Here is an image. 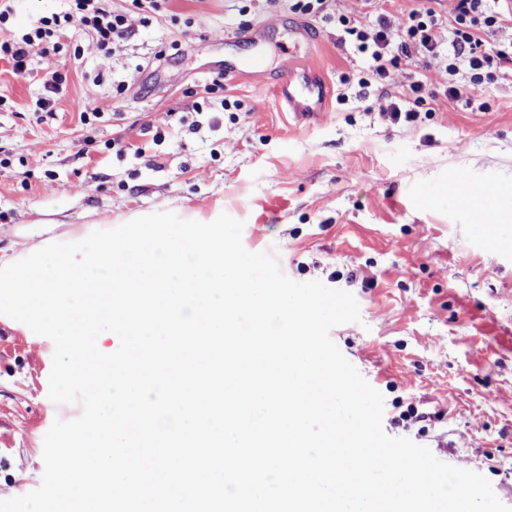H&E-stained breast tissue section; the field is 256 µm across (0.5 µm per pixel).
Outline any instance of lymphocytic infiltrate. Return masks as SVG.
Returning <instances> with one entry per match:
<instances>
[{
  "instance_id": "f902f5d3",
  "label": "lymphocytic infiltrate",
  "mask_w": 512,
  "mask_h": 512,
  "mask_svg": "<svg viewBox=\"0 0 512 512\" xmlns=\"http://www.w3.org/2000/svg\"><path fill=\"white\" fill-rule=\"evenodd\" d=\"M69 2L68 12L41 17L36 26L0 39V61H6L13 74L26 75L31 61L39 60L45 91L35 103L39 112L49 110L66 91L71 58L63 54L62 41L70 35L72 15H79L100 48L117 51L133 30L131 14L159 12L166 0H130L126 11L109 8L107 0ZM441 2L433 0L432 6L404 12L395 29L384 13L368 23L342 14L336 18L367 61L360 87L373 91L393 122L414 121L436 98L422 79L411 82L409 92L395 90L390 71L400 62L443 57L448 71L444 94L466 109L475 94L491 89L499 74L512 73V0H451L444 14L437 9Z\"/></svg>"
}]
</instances>
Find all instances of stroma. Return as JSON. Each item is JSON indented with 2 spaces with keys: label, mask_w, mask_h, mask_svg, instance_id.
Masks as SVG:
<instances>
[{
  "label": "stroma",
  "mask_w": 512,
  "mask_h": 512,
  "mask_svg": "<svg viewBox=\"0 0 512 512\" xmlns=\"http://www.w3.org/2000/svg\"><path fill=\"white\" fill-rule=\"evenodd\" d=\"M252 26L264 27L261 42L237 40ZM338 35L289 0H168L115 54L75 20L66 48L79 50L77 68L39 121V81L1 62L0 257L160 211L242 220L248 251L274 255L294 281L356 297L360 322L330 337L382 393L386 434L484 475L512 506V242L490 248L470 204L448 196L458 174L489 193L512 183V76L464 110L442 96V60L401 63L397 90L423 78L439 98L394 123L359 98L364 63ZM254 53L281 80L318 71L321 111L224 77L225 63ZM219 76L223 93L204 94ZM89 106L102 116L84 126ZM53 352L0 315V500L40 486L45 434L81 412L48 397Z\"/></svg>",
  "instance_id": "1"
}]
</instances>
